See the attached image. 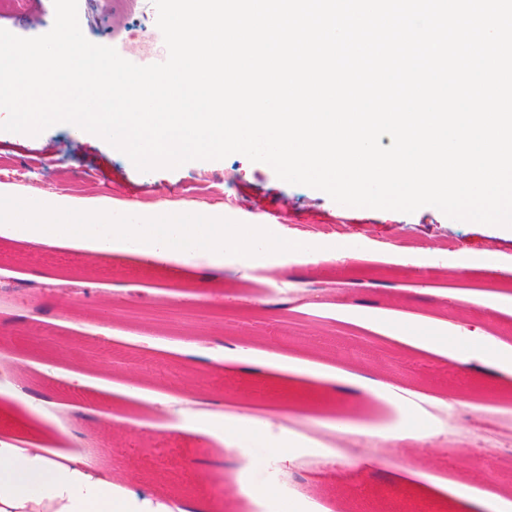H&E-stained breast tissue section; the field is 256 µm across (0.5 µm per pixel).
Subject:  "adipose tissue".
Returning a JSON list of instances; mask_svg holds the SVG:
<instances>
[{
	"instance_id": "adipose-tissue-1",
	"label": "adipose tissue",
	"mask_w": 512,
	"mask_h": 512,
	"mask_svg": "<svg viewBox=\"0 0 512 512\" xmlns=\"http://www.w3.org/2000/svg\"><path fill=\"white\" fill-rule=\"evenodd\" d=\"M27 228V241L91 248L98 254L115 251L150 262L161 257L190 255L197 243H205L214 265L225 254H234L239 265H251L264 253L296 254L301 262L356 259L375 255L370 245L342 240L337 250L327 252L309 240L288 242L250 230L241 236L238 228L208 214H175L164 206L146 212L136 223H116L103 209H77L65 203L54 207L31 206L0 192V218ZM467 370L493 377L503 364H512V345L491 348L481 333L470 332L461 358ZM0 512H140L136 496L123 478L100 467L88 452L52 450L36 441L0 439Z\"/></svg>"
}]
</instances>
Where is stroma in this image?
Wrapping results in <instances>:
<instances>
[{"instance_id":"35a3bbf8","label":"stroma","mask_w":512,"mask_h":512,"mask_svg":"<svg viewBox=\"0 0 512 512\" xmlns=\"http://www.w3.org/2000/svg\"><path fill=\"white\" fill-rule=\"evenodd\" d=\"M78 13L84 36L93 43L128 45L153 57L168 54L154 35L152 0L131 6L124 0H80ZM54 17L53 0H26L21 11L0 0V28L20 37L49 32ZM72 139L65 124L36 136L0 131V185L20 198L51 204L65 196L81 207H102L117 221L134 220L163 201L186 213L231 210L271 225L281 239L296 238L305 228L339 225L357 242L428 246L445 239L467 255L512 256V236L502 227L456 221L432 206L411 214L342 206L323 191L280 180L271 166L241 154L142 172L94 137L83 138L77 150ZM59 278L84 282L80 303L63 301L55 284ZM116 284L122 292H113ZM452 291L512 296V265L455 275L438 259L422 266L373 258L305 266L284 261L271 275L258 267L242 271L229 258L215 268L184 266L172 258L147 263L0 235V357L22 362L14 386L0 387V435L36 434L46 447L74 452L90 448L145 500L186 495L211 502L216 512H311L316 502L333 512H450L448 493L421 491V477L499 490L498 481L472 465L497 457L501 448L474 431L469 420L477 406L490 405L495 420L512 427V372H500L499 391L489 396L473 377L461 382L439 376L440 368L454 366L459 343H449L442 357L384 340L380 330L392 319H434L452 337L459 326L498 337L512 324V314L450 307ZM104 297L112 300L106 309L100 304ZM246 327L252 330V347L277 346L297 367L313 362L339 377L361 374L437 396V403L426 407L424 438L390 453L381 452L377 440L366 448L337 447L326 428L333 415L391 432L405 413L403 402L343 396L331 412L322 405L329 381L295 383L272 364L263 376L248 374L224 354ZM321 328L356 344L385 345L394 359L358 361L308 344ZM188 344L202 356L193 379L181 383L177 377L186 364L180 350ZM77 370L90 376L79 390L68 384L69 373ZM131 381L161 394L221 397L225 410L252 429L237 452L241 472L227 473L221 485L203 481L202 470L223 468L225 445L168 427L149 404L117 392V385ZM34 398L60 401L72 410L61 426L50 427L28 412ZM283 428L321 439L325 451L271 456L269 437ZM232 483L275 486L280 496L252 504L228 494Z\"/></svg>"}]
</instances>
